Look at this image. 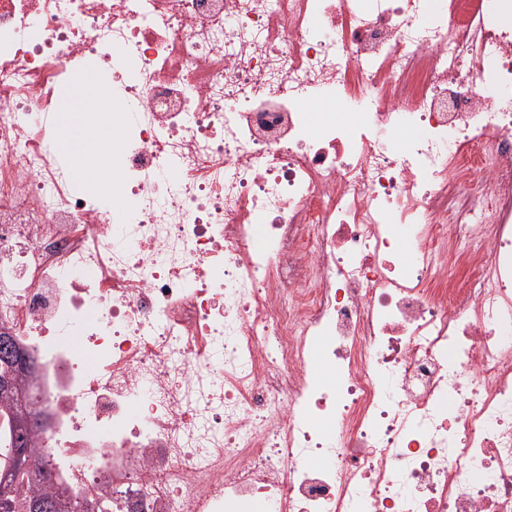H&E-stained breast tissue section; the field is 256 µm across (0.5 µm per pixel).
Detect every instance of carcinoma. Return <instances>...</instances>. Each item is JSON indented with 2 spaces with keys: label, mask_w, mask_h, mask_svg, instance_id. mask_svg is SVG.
Here are the masks:
<instances>
[{
  "label": "carcinoma",
  "mask_w": 512,
  "mask_h": 512,
  "mask_svg": "<svg viewBox=\"0 0 512 512\" xmlns=\"http://www.w3.org/2000/svg\"><path fill=\"white\" fill-rule=\"evenodd\" d=\"M15 345L7 336H0V396L10 400L8 412L11 430L6 443L8 464L0 465V512H32L34 502L47 507V512H78L62 498L54 487L51 472L38 466L28 448L33 432L30 421L35 413L26 405V397L18 383L23 366L12 357Z\"/></svg>",
  "instance_id": "carcinoma-1"
}]
</instances>
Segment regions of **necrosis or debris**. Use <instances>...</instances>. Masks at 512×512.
<instances>
[{
	"label": "necrosis or debris",
	"instance_id": "4bbe7bcc",
	"mask_svg": "<svg viewBox=\"0 0 512 512\" xmlns=\"http://www.w3.org/2000/svg\"><path fill=\"white\" fill-rule=\"evenodd\" d=\"M0 335L72 502L512 512V0H0ZM94 77L98 83V86L101 88V91L103 94L108 97L112 101V97L108 91L106 82L94 71L92 70H86L80 74H78L73 83L66 87L63 92V100L64 102L66 96L68 93L77 86V84L81 80H85L83 85L78 88L74 94L71 93L68 97L71 96L68 103H66L62 109L61 112H58V115L60 116L59 119V129H60V120L62 122V112L75 116L78 113L81 112H112L113 109H115L112 106V103L105 100L97 91L96 84L94 83V80L92 78L88 77ZM86 78H88L86 80ZM77 121L84 126V129L90 140L95 139L100 130H109V137L100 139L98 141L100 143V149L105 145H108L106 150H108L110 146L112 147V168L109 172H101L91 162H88L86 166L82 168L84 165L85 156L89 151L90 144L86 140L83 130L77 123L71 122L63 126L59 145L65 151L59 149V153L65 162L69 165V167L77 173L82 185L89 189H95L99 188L100 186L94 183H99L103 179H112L113 182L115 181L114 183L123 182L126 177V171L118 150L120 140L118 138L112 137V123L102 122L96 117L90 116L88 114L85 115L83 120H81L80 116H78ZM69 153L72 155L76 165L74 164L73 159ZM76 166L82 169H79Z\"/></svg>",
	"mask_w": 512,
	"mask_h": 512
}]
</instances>
